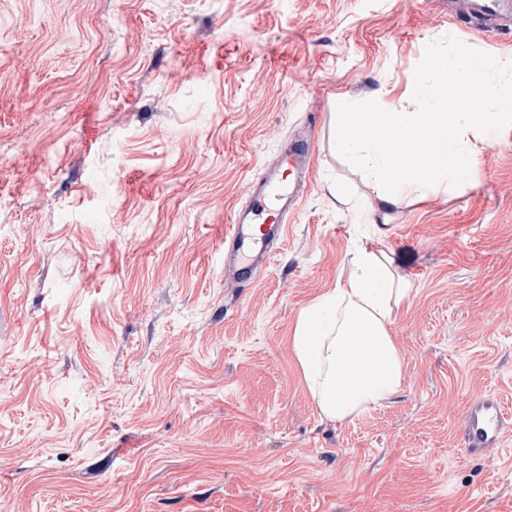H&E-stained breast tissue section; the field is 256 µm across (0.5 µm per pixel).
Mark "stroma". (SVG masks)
I'll return each mask as SVG.
<instances>
[{"label": "stroma", "mask_w": 512, "mask_h": 512, "mask_svg": "<svg viewBox=\"0 0 512 512\" xmlns=\"http://www.w3.org/2000/svg\"><path fill=\"white\" fill-rule=\"evenodd\" d=\"M457 0H0V512H512V128L475 185L370 214L337 106L404 91L453 36L512 68ZM310 134L270 266L224 293V226ZM413 292L393 401L324 419L290 349L353 246ZM508 414L496 396L476 395L467 401L463 424V444L469 455L494 448L502 440Z\"/></svg>", "instance_id": "1"}]
</instances>
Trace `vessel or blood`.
Returning a JSON list of instances; mask_svg holds the SVG:
<instances>
[{"instance_id":"b4317fda","label":"vessel or blood","mask_w":512,"mask_h":512,"mask_svg":"<svg viewBox=\"0 0 512 512\" xmlns=\"http://www.w3.org/2000/svg\"><path fill=\"white\" fill-rule=\"evenodd\" d=\"M312 173V157L300 144H291L275 167L249 181V206L236 212L224 230V286L235 292L257 279L273 248L284 236L288 211L295 193ZM501 401L491 395L471 397L466 406L463 444L466 452L479 454L496 447L506 428Z\"/></svg>"}]
</instances>
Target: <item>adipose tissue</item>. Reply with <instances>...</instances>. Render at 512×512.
<instances>
[{
  "instance_id": "ef3b65f1",
  "label": "adipose tissue",
  "mask_w": 512,
  "mask_h": 512,
  "mask_svg": "<svg viewBox=\"0 0 512 512\" xmlns=\"http://www.w3.org/2000/svg\"><path fill=\"white\" fill-rule=\"evenodd\" d=\"M345 282L300 309L290 338L320 414L344 422L391 401L402 389L404 360L391 326L410 288L389 253L350 252Z\"/></svg>"
}]
</instances>
